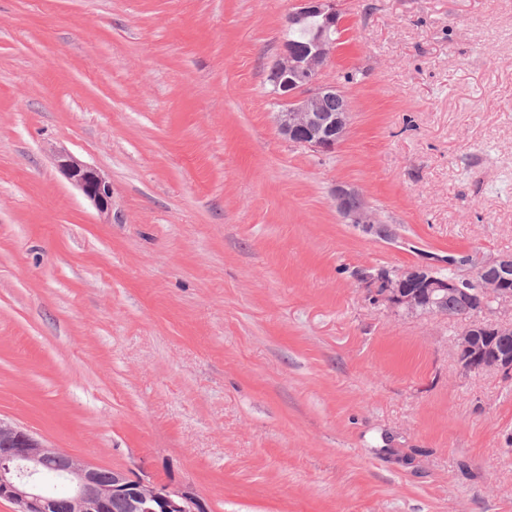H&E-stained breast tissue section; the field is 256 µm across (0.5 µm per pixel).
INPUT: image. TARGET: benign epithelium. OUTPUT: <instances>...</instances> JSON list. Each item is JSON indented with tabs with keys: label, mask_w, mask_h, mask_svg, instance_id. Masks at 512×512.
Segmentation results:
<instances>
[{
	"label": "benign epithelium",
	"mask_w": 512,
	"mask_h": 512,
	"mask_svg": "<svg viewBox=\"0 0 512 512\" xmlns=\"http://www.w3.org/2000/svg\"><path fill=\"white\" fill-rule=\"evenodd\" d=\"M312 17L320 18L317 30L301 45L283 42L274 64L283 78L276 124L290 142L329 152L343 141L350 123L347 94L322 79L337 44L331 37L340 23L336 0H293L286 22L302 25ZM330 100L336 101L334 111L325 107ZM57 167L99 213H109L112 186L94 166L60 152ZM333 198L344 220L363 233L393 235L392 225L380 223L354 186L336 184ZM436 263L431 258L393 275L379 268L363 273L359 281L370 302L407 315H442L450 295L471 303L466 327L453 336L459 365L467 372L512 373V320L495 319L496 306L512 304V255L465 254L454 260L458 273L453 279L437 276ZM52 459L63 461L53 475L46 467ZM101 473L95 464L0 419V499L16 504L19 512H58L63 503L72 512H209L190 484L157 482L146 472L128 470L112 471L104 483Z\"/></svg>",
	"instance_id": "benign-epithelium-1"
}]
</instances>
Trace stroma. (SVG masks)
Here are the masks:
<instances>
[{
  "instance_id": "obj_1",
  "label": "stroma",
  "mask_w": 512,
  "mask_h": 512,
  "mask_svg": "<svg viewBox=\"0 0 512 512\" xmlns=\"http://www.w3.org/2000/svg\"><path fill=\"white\" fill-rule=\"evenodd\" d=\"M337 5L317 152L274 122L290 0H0V419L210 512H512V378L356 277L512 254V0ZM56 162L62 175L82 191L100 214L109 213L112 207V186L94 166L66 152L58 153ZM336 210L349 224H354L364 234L380 238L393 235L392 225L381 224L376 212L368 206L361 192L346 183L336 184L333 192Z\"/></svg>"
}]
</instances>
